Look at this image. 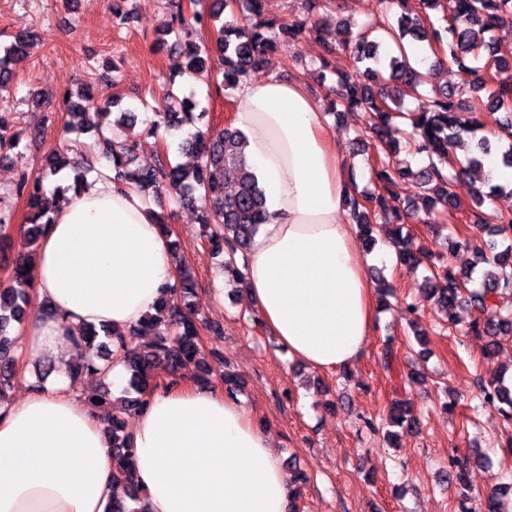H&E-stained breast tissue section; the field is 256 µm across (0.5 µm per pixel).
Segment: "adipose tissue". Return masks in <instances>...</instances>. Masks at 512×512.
<instances>
[{
  "label": "adipose tissue",
  "instance_id": "ef3b65f1",
  "mask_svg": "<svg viewBox=\"0 0 512 512\" xmlns=\"http://www.w3.org/2000/svg\"><path fill=\"white\" fill-rule=\"evenodd\" d=\"M233 125L269 220L248 252V297L289 358L330 372L352 365L375 326L369 260L341 213L355 182L326 114L301 84L252 79ZM176 258L148 193L91 177L68 194L38 245L32 312L19 355L54 371L0 402V512H106L111 443L75 391V336L126 332L175 282ZM149 512H287L294 488L246 407L190 378L157 391L131 434Z\"/></svg>",
  "mask_w": 512,
  "mask_h": 512
}]
</instances>
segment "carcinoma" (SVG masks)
<instances>
[{
    "instance_id": "obj_1",
    "label": "carcinoma",
    "mask_w": 512,
    "mask_h": 512,
    "mask_svg": "<svg viewBox=\"0 0 512 512\" xmlns=\"http://www.w3.org/2000/svg\"><path fill=\"white\" fill-rule=\"evenodd\" d=\"M406 0H375V17L379 26L394 43L401 47L407 37L416 42L426 41L437 48V55L459 70L476 75L486 98L464 107L448 88L432 89L427 106L413 113L401 111V88L414 91L423 85L426 75L411 67L407 59L395 55L381 57L379 44L371 38L373 28L359 32L350 46L354 71L339 75L340 90L332 102V112H346L363 108L370 112V130L378 140L384 157L371 165V177L376 191L356 193L349 197L350 214L371 248L377 221L393 225L389 231L392 245L400 263L415 265L420 262V250L404 216L409 203L399 193L401 172L391 164L400 150L401 140L429 159L420 174L421 184L427 187L417 212L427 218L443 214L448 209H459L452 190L455 175L446 172L452 148L463 135L483 127L482 112H512V81L501 82L498 75L506 63L494 55L485 42L484 34L500 31L512 18V0H448L443 16L445 25L435 27L420 16L403 12ZM173 10L166 25L167 32L175 33L183 43L187 64L182 73L202 77L216 70L222 76L221 84L237 88L258 75L267 57L275 52L277 40L295 39L306 31L311 20L323 7L320 0H305L306 19L277 22L265 17L263 0H171ZM242 12L240 25H216L224 10ZM41 40L40 32L29 28L17 33L11 43L0 50V91L13 81L11 60L26 55ZM484 65L472 67L479 57ZM64 99L84 122L95 128L96 158L112 167L114 180L137 189H150L153 195H168L186 206L198 205L204 216L200 221L199 236L211 251L222 257L224 276L238 282L244 280L239 260L245 258L260 226L267 222L264 192L255 173L244 160L243 135L232 126L222 129L205 126L184 139L180 147L194 154L198 162L191 166L155 168L132 167L137 143L119 134L123 126L136 122L133 112H121L112 124L105 125L111 114V103H101L90 84L73 93H64ZM171 103L155 119L146 124L144 132L157 135L160 129L181 130L195 126L204 118L207 109L193 99L172 103L174 93L168 94ZM22 138L13 132L10 113H0V155L20 146ZM490 140L479 138L458 174L479 170L483 160L491 154ZM70 165V160L54 151L46 157L41 172L22 176L14 194L26 199L27 223L18 229L23 239V250L12 263L8 282L0 288V401L13 388L17 375L16 351L20 328L31 304L28 272L39 240L51 223L52 201L44 195L42 182L49 174H56ZM493 223L478 226L490 235L512 237V216L497 213ZM464 242L474 246L475 263L468 271L444 269L429 278L427 293L448 310V327L457 326L456 308L467 306L476 313L468 332L487 339L483 357L491 359L501 348L500 337L512 336V247L492 255L490 243L474 244L469 236ZM196 281L190 268L181 266L176 282L168 294L155 306V313L147 316L130 334L141 336L144 342L136 347L127 343L125 335H106L98 340L99 332L90 325L82 330L79 344L85 356L74 365L73 379L97 376L106 379L105 369L116 359L123 363L127 373V397L121 404L112 400L106 384L84 394V402L97 416L107 422L112 444V500L107 512H145V495L132 482L134 467L131 432L127 430L122 413L141 410L149 396L160 386H170L180 378L179 371L194 363L200 368L197 379L210 382L212 367L202 353L198 322L193 298ZM493 309L496 317L483 320L481 315ZM482 404L493 407L504 420L512 424V385L501 378L478 381ZM386 423L390 426L417 424L407 399H394ZM483 457L472 455L462 460L453 458L443 471L441 480L458 484L464 490L472 488V472L482 466ZM512 496V486L499 487L484 496L479 512H506L505 499Z\"/></svg>"
}]
</instances>
